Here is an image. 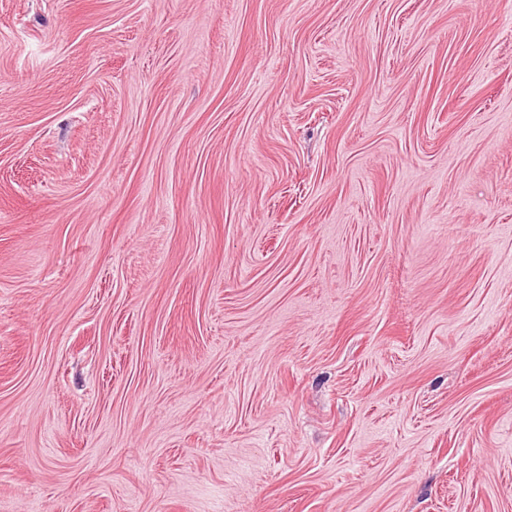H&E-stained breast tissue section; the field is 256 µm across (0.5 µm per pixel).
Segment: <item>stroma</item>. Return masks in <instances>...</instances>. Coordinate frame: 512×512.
<instances>
[{
	"label": "stroma",
	"mask_w": 512,
	"mask_h": 512,
	"mask_svg": "<svg viewBox=\"0 0 512 512\" xmlns=\"http://www.w3.org/2000/svg\"><path fill=\"white\" fill-rule=\"evenodd\" d=\"M0 512H512V0H0Z\"/></svg>",
	"instance_id": "obj_1"
}]
</instances>
